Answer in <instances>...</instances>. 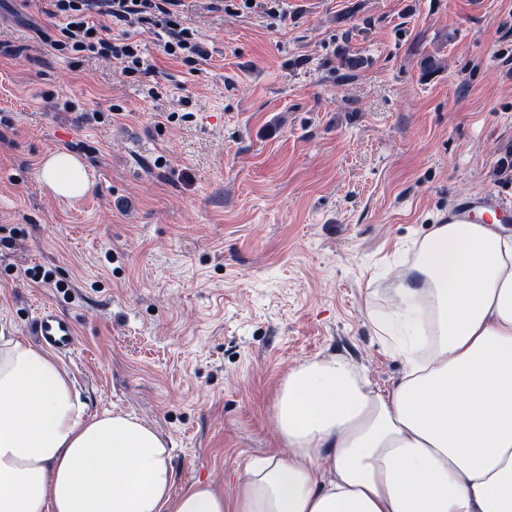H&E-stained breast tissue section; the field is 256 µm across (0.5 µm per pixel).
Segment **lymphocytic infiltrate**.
<instances>
[{"instance_id":"1","label":"lymphocytic infiltrate","mask_w":512,"mask_h":512,"mask_svg":"<svg viewBox=\"0 0 512 512\" xmlns=\"http://www.w3.org/2000/svg\"><path fill=\"white\" fill-rule=\"evenodd\" d=\"M177 0H49L48 13L61 19L59 35L43 33L45 45L58 52L85 53L102 59H124L142 65L135 43L115 41L112 26L150 24L168 36L164 49L174 57H203L192 31L179 27L173 8Z\"/></svg>"}]
</instances>
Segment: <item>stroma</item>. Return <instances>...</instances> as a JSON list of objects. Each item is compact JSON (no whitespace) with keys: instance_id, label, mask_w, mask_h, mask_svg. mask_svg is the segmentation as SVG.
Segmentation results:
<instances>
[{"instance_id":"35a3bbf8","label":"stroma","mask_w":512,"mask_h":512,"mask_svg":"<svg viewBox=\"0 0 512 512\" xmlns=\"http://www.w3.org/2000/svg\"><path fill=\"white\" fill-rule=\"evenodd\" d=\"M44 8L0 0V332L69 317L89 413L168 438L178 493L279 449L304 361L389 392L405 365L373 321L410 245L455 199L512 197V0H180L203 60L112 30L147 75L50 50ZM59 151L88 166L80 199L41 179Z\"/></svg>"}]
</instances>
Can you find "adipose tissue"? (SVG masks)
<instances>
[{"label": "adipose tissue", "instance_id": "1", "mask_svg": "<svg viewBox=\"0 0 512 512\" xmlns=\"http://www.w3.org/2000/svg\"><path fill=\"white\" fill-rule=\"evenodd\" d=\"M78 198L83 162L41 165ZM376 321L406 372L388 393L348 359L300 363L275 425L287 456L174 494L171 449L122 411L89 414L59 359L0 336V512H512V234L437 224L393 278Z\"/></svg>", "mask_w": 512, "mask_h": 512}]
</instances>
